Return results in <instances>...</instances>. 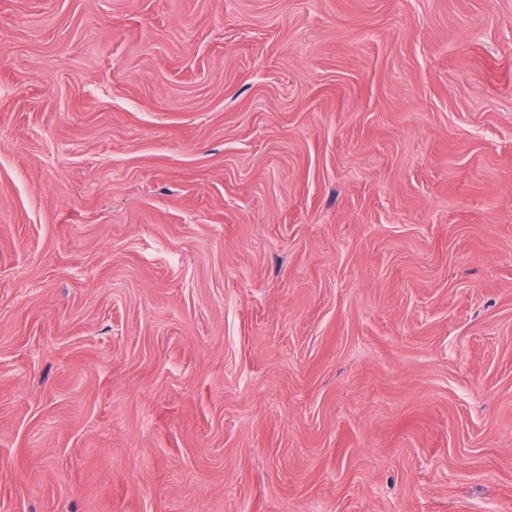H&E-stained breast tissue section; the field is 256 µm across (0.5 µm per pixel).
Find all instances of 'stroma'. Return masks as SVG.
I'll return each mask as SVG.
<instances>
[{
    "mask_svg": "<svg viewBox=\"0 0 512 512\" xmlns=\"http://www.w3.org/2000/svg\"><path fill=\"white\" fill-rule=\"evenodd\" d=\"M0 512H512V0H0Z\"/></svg>",
    "mask_w": 512,
    "mask_h": 512,
    "instance_id": "obj_1",
    "label": "stroma"
}]
</instances>
